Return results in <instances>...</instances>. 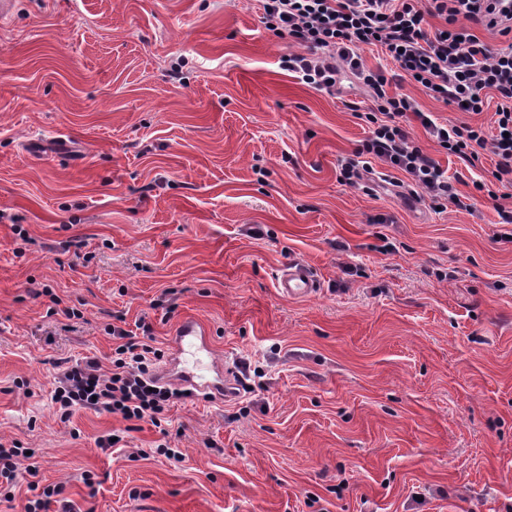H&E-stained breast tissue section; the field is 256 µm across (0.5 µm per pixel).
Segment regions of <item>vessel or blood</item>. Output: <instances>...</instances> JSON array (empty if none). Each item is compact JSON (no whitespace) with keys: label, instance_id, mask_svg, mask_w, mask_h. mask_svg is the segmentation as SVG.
Instances as JSON below:
<instances>
[{"label":"vessel or blood","instance_id":"vessel-or-blood-1","mask_svg":"<svg viewBox=\"0 0 512 512\" xmlns=\"http://www.w3.org/2000/svg\"><path fill=\"white\" fill-rule=\"evenodd\" d=\"M319 287L315 273L300 259L289 260L277 279L279 295L289 301L312 297ZM156 377L159 382H172L214 399L228 400L237 395V383L225 375L224 361L215 354L207 326L194 317L183 318L176 328L171 356Z\"/></svg>","mask_w":512,"mask_h":512}]
</instances>
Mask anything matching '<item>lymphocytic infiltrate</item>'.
<instances>
[{
  "label": "lymphocytic infiltrate",
  "instance_id": "obj_1",
  "mask_svg": "<svg viewBox=\"0 0 512 512\" xmlns=\"http://www.w3.org/2000/svg\"><path fill=\"white\" fill-rule=\"evenodd\" d=\"M503 2L262 0V8L266 25L299 47L281 57V68L319 91L335 93L345 81L362 91L369 105L361 115L368 127L361 154L402 171L409 188L420 189L421 199L444 207L462 200L446 170L413 140L411 119H419L447 154L468 165L491 153L493 178L512 186V7ZM435 18L443 19V26L433 27ZM478 26L503 36V44L494 47L481 40L474 32ZM366 46L380 48L392 60L396 78L365 66L360 51ZM396 79L413 81L433 99L462 112L478 114L494 106V124L487 129L439 123L410 95L389 93ZM108 333L115 343L110 369L86 359L60 370L52 401L61 420L90 410L161 427L170 404L184 398V391L157 385L151 371L160 350L116 325ZM22 472L29 478L28 489L40 493L26 512H46L57 488H40L39 466L27 461L19 444H0V479L13 485Z\"/></svg>",
  "mask_w": 512,
  "mask_h": 512
}]
</instances>
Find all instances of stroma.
Listing matches in <instances>:
<instances>
[{
	"label": "stroma",
	"instance_id": "1",
	"mask_svg": "<svg viewBox=\"0 0 512 512\" xmlns=\"http://www.w3.org/2000/svg\"><path fill=\"white\" fill-rule=\"evenodd\" d=\"M294 49L259 0H16L0 24V443L61 487L47 512H512V197L416 121L471 210L340 184L362 95L301 83ZM294 258L320 281L302 301L275 288ZM118 315L165 354L197 317L251 392L175 401L164 434L61 421L57 361L109 367Z\"/></svg>",
	"mask_w": 512,
	"mask_h": 512
}]
</instances>
